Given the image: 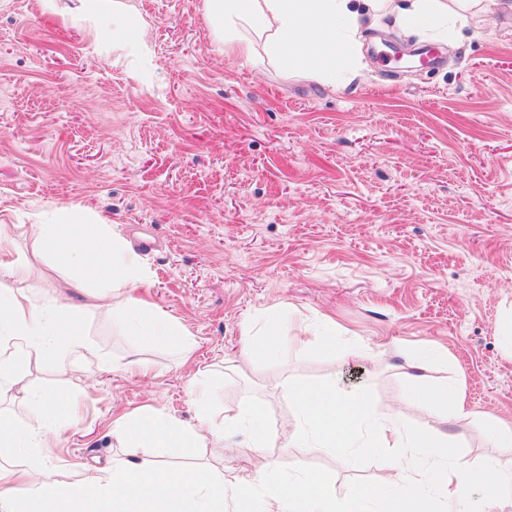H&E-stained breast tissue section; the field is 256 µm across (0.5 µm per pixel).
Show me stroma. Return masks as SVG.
<instances>
[{
    "mask_svg": "<svg viewBox=\"0 0 512 512\" xmlns=\"http://www.w3.org/2000/svg\"><path fill=\"white\" fill-rule=\"evenodd\" d=\"M143 21L144 57L96 41L91 21L42 14L40 0H0V222L36 223L72 206L105 218L149 277L139 287L183 320L217 417L259 411L294 421L289 384L327 381L374 404L394 400L403 427L431 412L409 397L411 354L444 351L430 385L460 383L471 419L442 424L453 451L481 465L491 417L512 415V12L470 11L457 41L378 27L363 36L343 90L267 62L226 60L204 0H124ZM430 46L406 69L396 48ZM24 286L69 297L72 273L32 232L10 246ZM277 312L281 329L335 317L353 353L289 348L239 366L246 320ZM84 333L96 354L72 360L79 414L49 465L157 458L223 471L321 470L336 498L375 481L386 460L351 450H288L248 461L210 449L117 448L116 409L149 403L190 424L179 354L146 342L104 309ZM151 371L100 375V358Z\"/></svg>",
    "mask_w": 512,
    "mask_h": 512,
    "instance_id": "stroma-1",
    "label": "stroma"
}]
</instances>
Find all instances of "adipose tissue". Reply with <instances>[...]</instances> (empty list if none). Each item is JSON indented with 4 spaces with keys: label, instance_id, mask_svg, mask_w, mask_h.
<instances>
[{
    "label": "adipose tissue",
    "instance_id": "adipose-tissue-1",
    "mask_svg": "<svg viewBox=\"0 0 512 512\" xmlns=\"http://www.w3.org/2000/svg\"><path fill=\"white\" fill-rule=\"evenodd\" d=\"M78 15L98 19L95 37L117 34L129 54L146 51L145 27L122 0H78ZM512 11V0H204L205 20L218 48L228 58L254 64L274 62L281 69L310 73L332 86L358 65L363 20L388 19L406 31L447 36L455 16L476 9ZM90 211L73 209L36 224V238L47 252L76 268H93L98 293L108 312L150 343L177 350L182 361L193 352L191 334L179 319L138 297L146 271L137 255L109 225L95 224ZM0 246V399L23 393L36 411L25 425L0 414V457L18 455L25 467L0 466V512H225L228 500L248 512H484L485 497L512 499V464L474 465L448 457L447 439L435 429L410 432L392 416H382L364 394L345 396L326 383H296L288 388L298 412L290 445L333 456L344 450L381 454L388 463L380 479L352 497L331 494L327 475L306 472L271 476L246 472L234 481L199 467L171 468L152 461L110 460L97 476L69 482L40 476V457L55 447L74 423L69 357L85 354L84 303H43L31 289L18 287L22 273L4 261ZM242 336L256 359H279L287 344L336 348V323L321 318L315 335L299 331L287 338L272 327L245 321ZM57 364L56 388L26 386L31 364ZM186 392L196 407L187 425L153 406L112 414L111 434L118 447L193 448L210 438L217 455L247 458L268 447L272 434L259 412L248 410L215 424L209 409L210 388L201 374L189 377ZM412 399L432 406L439 416L468 419L462 385L427 386L415 382ZM258 428L249 445L227 438L229 429Z\"/></svg>",
    "mask_w": 512,
    "mask_h": 512
}]
</instances>
